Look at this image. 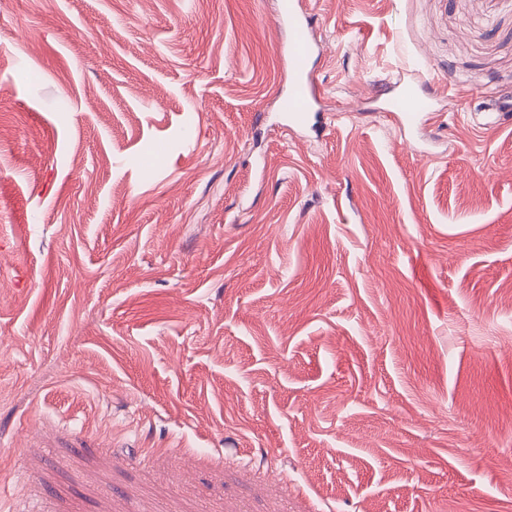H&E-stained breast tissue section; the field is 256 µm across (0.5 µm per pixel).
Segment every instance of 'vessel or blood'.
<instances>
[{
	"mask_svg": "<svg viewBox=\"0 0 512 512\" xmlns=\"http://www.w3.org/2000/svg\"><path fill=\"white\" fill-rule=\"evenodd\" d=\"M280 19L287 22L293 31L288 47V63L293 78L287 89L277 93L278 110L286 117L288 126L303 127L309 124L320 99L310 68L311 43L295 0H282ZM431 108V98L412 82L398 83L386 102L387 112L396 116L402 127L410 130L421 126Z\"/></svg>",
	"mask_w": 512,
	"mask_h": 512,
	"instance_id": "1",
	"label": "vessel or blood"
}]
</instances>
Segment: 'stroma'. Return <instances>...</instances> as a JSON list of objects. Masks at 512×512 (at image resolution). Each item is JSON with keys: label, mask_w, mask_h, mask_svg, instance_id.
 Instances as JSON below:
<instances>
[{"label": "stroma", "mask_w": 512, "mask_h": 512, "mask_svg": "<svg viewBox=\"0 0 512 512\" xmlns=\"http://www.w3.org/2000/svg\"><path fill=\"white\" fill-rule=\"evenodd\" d=\"M278 8L0 12V512H512V0H299L316 135ZM280 21H288L293 31L288 47V63L293 78L288 83V90L277 92L278 111L287 118L289 127H303L309 124L311 114L315 112L320 92L310 68V39L295 0L281 1ZM432 108V98L422 93L418 84L400 82L386 102L385 112L396 116L403 128L417 129Z\"/></svg>", "instance_id": "obj_1"}]
</instances>
